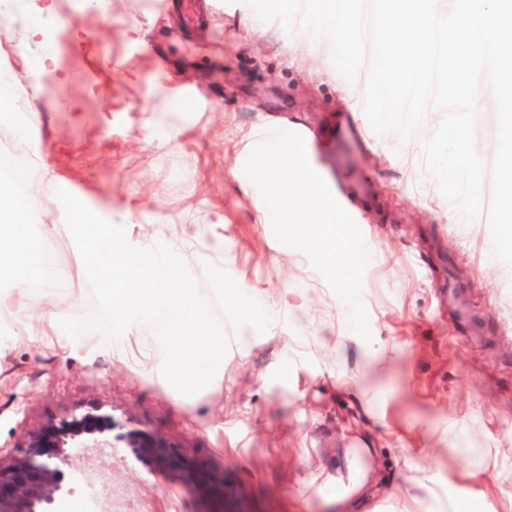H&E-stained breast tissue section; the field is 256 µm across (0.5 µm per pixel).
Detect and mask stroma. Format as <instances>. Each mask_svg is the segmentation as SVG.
I'll return each mask as SVG.
<instances>
[{
  "instance_id": "obj_1",
  "label": "stroma",
  "mask_w": 512,
  "mask_h": 512,
  "mask_svg": "<svg viewBox=\"0 0 512 512\" xmlns=\"http://www.w3.org/2000/svg\"><path fill=\"white\" fill-rule=\"evenodd\" d=\"M181 2L16 0L1 11L0 90L31 119L22 130L0 119V145L33 169L36 223H64L61 188L130 241L190 239V270L222 268L271 323L227 329L220 381L186 396L163 377L149 325L114 342L59 327L29 336L11 319L15 292L1 291L0 454L99 406L124 430L204 459L224 498L116 448L76 462L64 512H339L336 477L351 464L371 482L359 512H448L462 497L472 512H512V265L494 253L492 177L465 221L423 164L444 111L429 109L405 139L376 133L368 66L346 81L326 41L260 20L245 0H199L193 24ZM479 86L474 136L490 168L498 108L488 79ZM176 94L186 110L171 108ZM338 113L365 135L356 160L371 197L347 202L371 255L368 341L308 256L273 235L244 173L262 131L295 121L320 132ZM45 245L63 285L29 291L27 304L88 317L77 249ZM392 483L401 499L388 497Z\"/></svg>"
}]
</instances>
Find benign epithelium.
Instances as JSON below:
<instances>
[{
  "mask_svg": "<svg viewBox=\"0 0 512 512\" xmlns=\"http://www.w3.org/2000/svg\"><path fill=\"white\" fill-rule=\"evenodd\" d=\"M112 415L94 407L80 416L51 421L29 432L18 455L0 457V512H61L70 493L73 458L86 448L112 449L124 443L140 459L176 472L192 484L206 473L200 459L185 460L162 438L113 433Z\"/></svg>",
  "mask_w": 512,
  "mask_h": 512,
  "instance_id": "obj_1",
  "label": "benign epithelium"
}]
</instances>
